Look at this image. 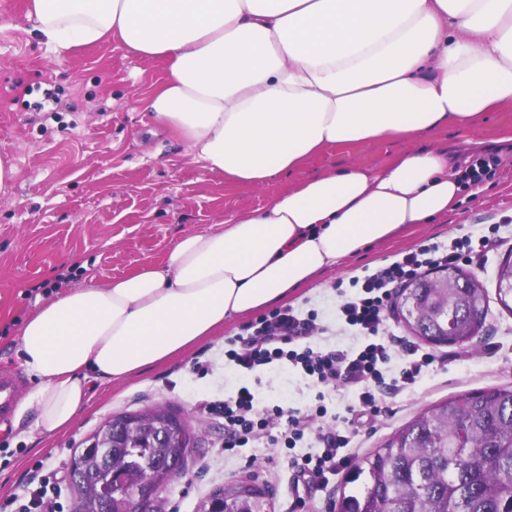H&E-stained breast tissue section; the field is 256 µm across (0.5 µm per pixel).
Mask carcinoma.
<instances>
[{
    "label": "carcinoma",
    "mask_w": 512,
    "mask_h": 512,
    "mask_svg": "<svg viewBox=\"0 0 512 512\" xmlns=\"http://www.w3.org/2000/svg\"><path fill=\"white\" fill-rule=\"evenodd\" d=\"M455 313L450 324L424 315L415 336L428 344L463 345L478 336L487 314L483 284L436 292ZM177 424L183 441L171 448H151L137 441L124 459L132 483L148 461L159 463L154 481L163 485L170 459L186 463L195 447L189 428L170 410L154 415ZM366 480H361V476ZM363 481L357 492L342 495L337 512H512V388L455 394L433 405L398 430L385 444L364 455L347 483ZM78 501L102 507L99 483L86 479L77 485ZM238 502L246 512H261L263 493L247 484L215 489L196 512L212 502Z\"/></svg>",
    "instance_id": "1"
}]
</instances>
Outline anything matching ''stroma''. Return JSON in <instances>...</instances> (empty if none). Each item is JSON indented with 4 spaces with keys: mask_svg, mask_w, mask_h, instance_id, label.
Segmentation results:
<instances>
[{
    "mask_svg": "<svg viewBox=\"0 0 512 512\" xmlns=\"http://www.w3.org/2000/svg\"><path fill=\"white\" fill-rule=\"evenodd\" d=\"M25 4L0 0V156L16 169L0 193V373L20 376L23 399L36 383L21 364L18 333L37 300L161 262L180 236L264 207L299 179L350 164L375 168L423 146L449 144L465 157L473 141L491 144L512 130V105H506L474 129L332 147L267 185L231 186L223 173L195 163L185 144L144 112L143 99L167 77L162 61L114 42L55 47L39 36ZM466 236L494 239L468 268L488 292L482 331L461 346L433 347L439 362L412 391L382 394L379 416L358 426L354 458L381 447L450 395L512 386V313L497 296L498 269L512 256V151L499 158L491 179L464 190L453 212L343 258L288 298V306L316 313L318 345L354 346L353 330L336 316L340 295L351 292L354 279L421 246ZM244 324L241 318L225 322L177 361L97 387L73 426L43 444L30 442V418L18 429L0 428V512H19L35 473L49 478L62 512H73L77 489L68 472L75 449L112 414L157 407L175 411L198 439L182 475L161 493L160 512H196L213 490L241 481L268 494L271 512H336L346 473L325 486L299 482L287 450L263 440L225 454L223 417L197 408L245 382L263 402L287 409L305 408L314 395L296 371L268 367L245 376L225 362L224 351Z\"/></svg>",
    "mask_w": 512,
    "mask_h": 512,
    "instance_id": "obj_1",
    "label": "stroma"
}]
</instances>
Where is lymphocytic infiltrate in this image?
Masks as SVG:
<instances>
[{
  "label": "lymphocytic infiltrate",
  "instance_id": "f902f5d3",
  "mask_svg": "<svg viewBox=\"0 0 512 512\" xmlns=\"http://www.w3.org/2000/svg\"><path fill=\"white\" fill-rule=\"evenodd\" d=\"M489 237L479 241L458 239L405 255L400 261L354 280V291L343 294L337 317L357 335L354 347L340 349L312 343L314 314L291 308L276 309L244 326L224 356L238 371L251 374L267 366H289L311 379L317 388L312 402L303 409H284L273 404L259 406L254 388L241 385L221 401H200L198 407L224 418V448L231 451L259 440L288 449V464L297 480L325 485L331 476L346 469L357 431L354 420L379 415L383 391L401 393L412 389L436 357L419 346L389 335L387 312L397 288L418 279L427 269L472 263L478 248L488 247ZM401 362L394 376L386 371L393 356ZM346 390L356 402L346 413L330 412L326 393ZM314 434L318 450L296 453L306 434Z\"/></svg>",
  "mask_w": 512,
  "mask_h": 512
}]
</instances>
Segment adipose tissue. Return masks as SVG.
<instances>
[{
	"label": "adipose tissue",
	"instance_id": "1",
	"mask_svg": "<svg viewBox=\"0 0 512 512\" xmlns=\"http://www.w3.org/2000/svg\"><path fill=\"white\" fill-rule=\"evenodd\" d=\"M63 49L114 38L166 62L145 101L194 161L261 186L338 144L474 128L512 104V0H28ZM455 148L305 178L176 239L166 259L44 300L19 329L43 440L92 383L176 360L227 320L283 301L396 229L453 211Z\"/></svg>",
	"mask_w": 512,
	"mask_h": 512
}]
</instances>
